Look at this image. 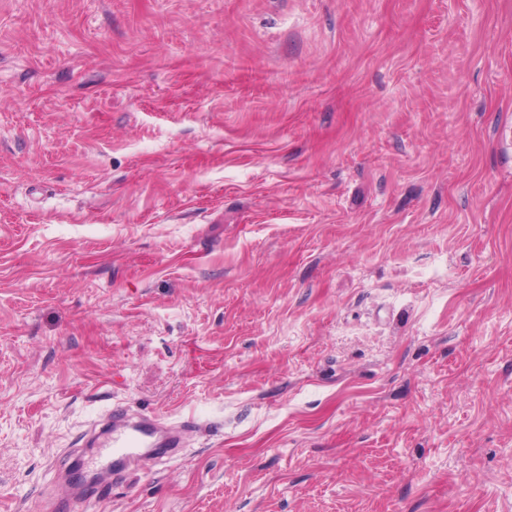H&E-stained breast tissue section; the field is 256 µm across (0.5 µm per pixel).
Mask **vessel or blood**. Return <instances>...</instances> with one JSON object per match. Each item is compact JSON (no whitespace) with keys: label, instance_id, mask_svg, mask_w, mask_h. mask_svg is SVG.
Wrapping results in <instances>:
<instances>
[{"label":"vessel or blood","instance_id":"1","mask_svg":"<svg viewBox=\"0 0 512 512\" xmlns=\"http://www.w3.org/2000/svg\"><path fill=\"white\" fill-rule=\"evenodd\" d=\"M107 426L94 440L97 455L93 469L125 484L131 471L176 455L186 434L198 427L195 418L172 423L157 414L133 413L126 404L113 403L106 414Z\"/></svg>","mask_w":512,"mask_h":512}]
</instances>
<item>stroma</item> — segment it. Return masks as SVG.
Returning <instances> with one entry per match:
<instances>
[{
    "label": "stroma",
    "mask_w": 512,
    "mask_h": 512,
    "mask_svg": "<svg viewBox=\"0 0 512 512\" xmlns=\"http://www.w3.org/2000/svg\"><path fill=\"white\" fill-rule=\"evenodd\" d=\"M511 127L512 0H0V512H512ZM107 427L93 442L98 448L93 469L112 482L125 484L131 471L176 455L184 447L186 434L199 423L193 417L181 418L175 424L157 414L133 413L122 402L112 403L106 414Z\"/></svg>",
    "instance_id": "obj_1"
}]
</instances>
